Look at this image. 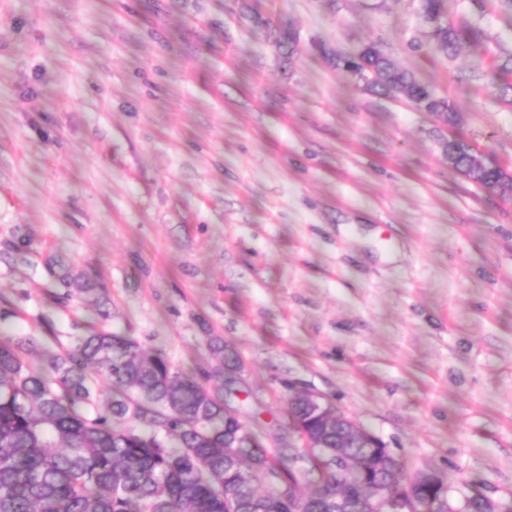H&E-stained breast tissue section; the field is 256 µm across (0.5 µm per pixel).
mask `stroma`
Masks as SVG:
<instances>
[{
	"label": "stroma",
	"mask_w": 512,
	"mask_h": 512,
	"mask_svg": "<svg viewBox=\"0 0 512 512\" xmlns=\"http://www.w3.org/2000/svg\"><path fill=\"white\" fill-rule=\"evenodd\" d=\"M462 17L483 44L445 57L419 0H0V335H40L60 255L103 288L57 309L61 340L103 301L267 447L308 392L454 506L512 505V199L328 58L376 44L512 176V13L448 0Z\"/></svg>",
	"instance_id": "stroma-1"
}]
</instances>
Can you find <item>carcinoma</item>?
<instances>
[{
    "instance_id": "1",
    "label": "carcinoma",
    "mask_w": 512,
    "mask_h": 512,
    "mask_svg": "<svg viewBox=\"0 0 512 512\" xmlns=\"http://www.w3.org/2000/svg\"><path fill=\"white\" fill-rule=\"evenodd\" d=\"M433 49L449 56L459 44H481V31L461 20L444 22L445 0H420ZM347 69L383 94L400 93L443 123L457 124L451 101L413 73L398 68L375 45L348 57ZM448 165L481 186L512 188V178L477 161L464 144L443 141ZM50 287L43 335L0 336V512H362L375 481L413 493L427 512H444L439 493L412 481L393 458L367 479L358 468L370 449L326 429L327 417L307 421L302 398L288 399L285 426L325 435L349 464L338 469L309 448L310 469L298 491L294 457L272 450L224 412V394L196 370L173 366L157 351L147 354L120 331L88 326L64 345L49 308L98 291L84 273L61 260L46 266ZM109 382L105 390L100 377ZM240 447L224 448L229 439Z\"/></svg>"
}]
</instances>
